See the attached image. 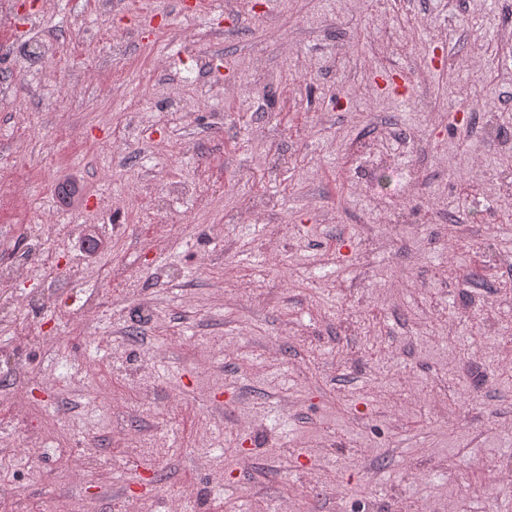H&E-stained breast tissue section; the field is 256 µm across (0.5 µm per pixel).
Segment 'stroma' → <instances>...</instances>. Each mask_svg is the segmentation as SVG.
Wrapping results in <instances>:
<instances>
[{"label": "stroma", "instance_id": "35a3bbf8", "mask_svg": "<svg viewBox=\"0 0 512 512\" xmlns=\"http://www.w3.org/2000/svg\"><path fill=\"white\" fill-rule=\"evenodd\" d=\"M11 9L0 502L512 512V0Z\"/></svg>", "mask_w": 512, "mask_h": 512}]
</instances>
